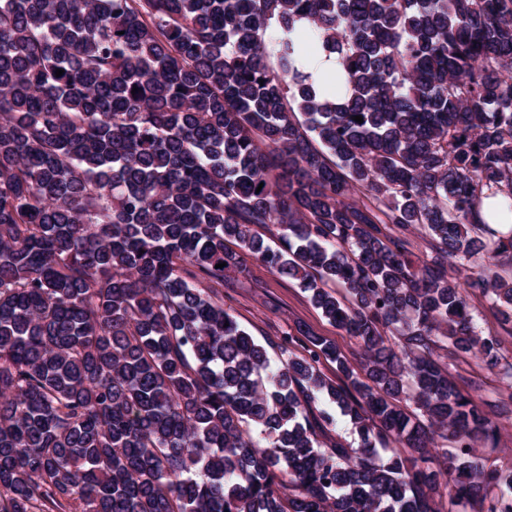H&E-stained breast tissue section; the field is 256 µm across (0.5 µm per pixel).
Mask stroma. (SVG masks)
I'll return each mask as SVG.
<instances>
[{
	"mask_svg": "<svg viewBox=\"0 0 512 512\" xmlns=\"http://www.w3.org/2000/svg\"><path fill=\"white\" fill-rule=\"evenodd\" d=\"M248 271L231 275L224 285V308L240 326L263 345L269 357L283 361L279 348L282 332L304 327L312 334L331 339L351 364H358L360 350L353 338L330 324L309 301L297 282L279 275L255 260H248ZM442 363L458 387L475 401L494 400L504 387L500 376L488 371L472 354L453 356L440 353Z\"/></svg>",
	"mask_w": 512,
	"mask_h": 512,
	"instance_id": "stroma-1",
	"label": "stroma"
}]
</instances>
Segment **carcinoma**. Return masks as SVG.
I'll return each instance as SVG.
<instances>
[{"label":"carcinoma","mask_w":512,"mask_h":512,"mask_svg":"<svg viewBox=\"0 0 512 512\" xmlns=\"http://www.w3.org/2000/svg\"><path fill=\"white\" fill-rule=\"evenodd\" d=\"M511 71L512 0H0V512H433L443 474L512 512L476 454L512 390L480 406L434 357L512 378L459 283L512 321V280L468 274L512 253L480 219L512 199ZM248 257L359 367L301 328L271 366L224 311ZM317 407L319 409L325 408L335 415L336 425L331 432V435L341 440L348 448L357 447V435L353 433L351 424L347 417H344L336 405L327 402H320Z\"/></svg>","instance_id":"1"}]
</instances>
